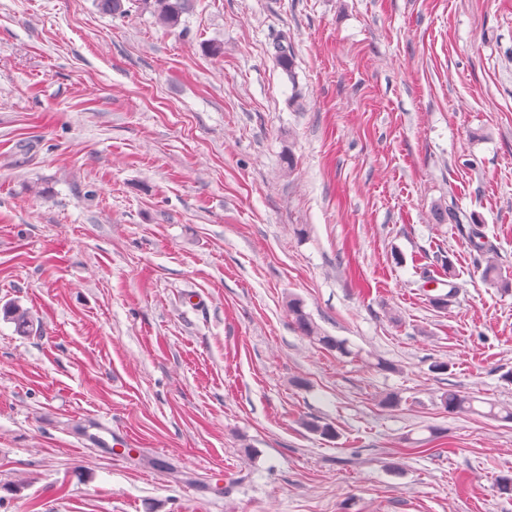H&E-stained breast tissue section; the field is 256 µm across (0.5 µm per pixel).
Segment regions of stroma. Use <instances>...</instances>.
Here are the masks:
<instances>
[{
	"instance_id": "stroma-1",
	"label": "stroma",
	"mask_w": 512,
	"mask_h": 512,
	"mask_svg": "<svg viewBox=\"0 0 512 512\" xmlns=\"http://www.w3.org/2000/svg\"><path fill=\"white\" fill-rule=\"evenodd\" d=\"M486 257L512 277V0H0V512H512V423L440 407L512 406ZM100 417L138 448H78ZM98 8L112 16L125 17L135 8L148 12L156 24L173 29L181 23V16L188 9V0H96ZM130 4L126 8V5ZM288 314L292 317L293 323L299 332L329 352H336L340 357H356L358 352H354L347 340L336 336H330L323 333L313 322L309 314L304 311L300 301L292 299L288 301ZM441 408L445 413L450 415H457L465 412L481 413L486 416L499 419L504 422H512V409L505 407L499 408L496 411L495 404L477 400L476 398L461 394L460 392L448 390L440 397ZM475 402L487 403L489 405L488 411H481L475 407Z\"/></svg>"
}]
</instances>
